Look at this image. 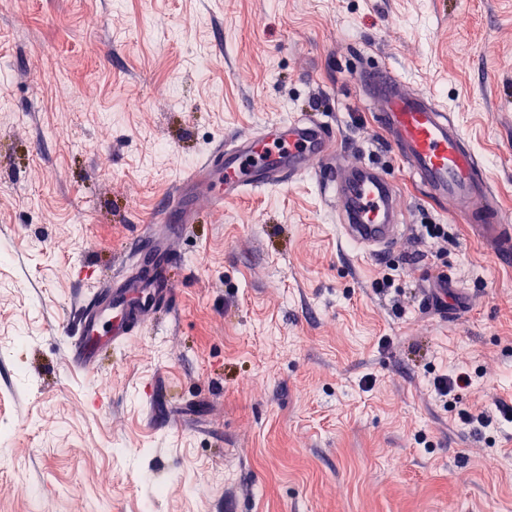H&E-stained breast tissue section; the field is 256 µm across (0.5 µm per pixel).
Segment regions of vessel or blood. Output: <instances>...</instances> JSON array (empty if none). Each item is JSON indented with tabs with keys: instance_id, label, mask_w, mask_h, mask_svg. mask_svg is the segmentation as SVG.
Returning <instances> with one entry per match:
<instances>
[{
	"instance_id": "1",
	"label": "vessel or blood",
	"mask_w": 512,
	"mask_h": 512,
	"mask_svg": "<svg viewBox=\"0 0 512 512\" xmlns=\"http://www.w3.org/2000/svg\"><path fill=\"white\" fill-rule=\"evenodd\" d=\"M364 93L383 105L377 115L396 156L429 198L453 201V215L480 237L488 251L503 263L512 262V217L500 207L480 159L460 128L430 97L410 91L384 67L359 73ZM343 154L336 147V127L326 117L300 113L270 121L253 133L215 145L203 163L184 173L166 203L145 224L135 241L138 253L163 251L173 256L177 231L192 222L181 207L187 187L204 188L213 210L248 191L281 187L307 171L326 205L341 216L340 233L378 255L395 251L402 235L398 189L380 168L363 162L340 180ZM427 300L446 308V292L462 293V283L447 270H437L422 285ZM175 293L163 276L143 279L113 274L98 296L79 310L71 361L85 372L94 371L102 342L117 344L139 330L153 309L170 305Z\"/></svg>"
}]
</instances>
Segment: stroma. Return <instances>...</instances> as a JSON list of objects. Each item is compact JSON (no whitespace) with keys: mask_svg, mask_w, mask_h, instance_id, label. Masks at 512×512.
I'll return each mask as SVG.
<instances>
[{"mask_svg":"<svg viewBox=\"0 0 512 512\" xmlns=\"http://www.w3.org/2000/svg\"><path fill=\"white\" fill-rule=\"evenodd\" d=\"M369 63L453 115L512 215V0L0 7V512H512V422L476 434L469 392L429 393L460 365L512 404V266L389 154ZM311 110L345 166L376 159L399 187L396 251L341 238L310 171L219 213L196 194L172 307L74 369L77 305L132 269L166 190ZM434 264L466 288L451 321L423 308Z\"/></svg>","mask_w":512,"mask_h":512,"instance_id":"obj_1","label":"stroma"}]
</instances>
